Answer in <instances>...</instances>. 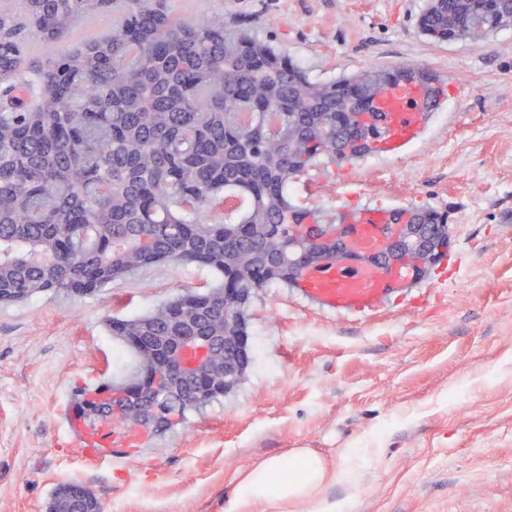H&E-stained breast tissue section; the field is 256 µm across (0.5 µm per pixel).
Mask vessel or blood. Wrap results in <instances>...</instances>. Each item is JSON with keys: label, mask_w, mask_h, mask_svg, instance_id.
Wrapping results in <instances>:
<instances>
[{"label": "vessel or blood", "mask_w": 512, "mask_h": 512, "mask_svg": "<svg viewBox=\"0 0 512 512\" xmlns=\"http://www.w3.org/2000/svg\"><path fill=\"white\" fill-rule=\"evenodd\" d=\"M426 102L413 91H402L392 112L383 124L379 151L393 152L410 143L421 124ZM349 231L363 235L375 231L372 251L380 252L388 240L385 230L391 221L388 211L369 209L349 215ZM389 270L371 264L366 254L348 256L307 270L300 283L302 295L318 302L327 310L352 314L376 307L388 294ZM72 429L81 438V445L96 457L109 458L122 452L135 441L132 432L102 423L88 428L74 422Z\"/></svg>", "instance_id": "vessel-or-blood-1"}]
</instances>
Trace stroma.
Wrapping results in <instances>:
<instances>
[{
  "label": "stroma",
  "instance_id": "1",
  "mask_svg": "<svg viewBox=\"0 0 512 512\" xmlns=\"http://www.w3.org/2000/svg\"><path fill=\"white\" fill-rule=\"evenodd\" d=\"M178 18L224 16L328 79L421 66L447 98L418 137L300 187L345 209L428 206L447 216L446 261L360 316L296 289L259 291L239 384L130 457L93 463L72 435L75 391L118 373L104 322L138 315L211 273L156 265L87 295L0 303V512H47L77 480L103 512H224L255 460L310 448L354 457L325 489L341 512H512V28L434 45L426 0H167Z\"/></svg>",
  "mask_w": 512,
  "mask_h": 512
}]
</instances>
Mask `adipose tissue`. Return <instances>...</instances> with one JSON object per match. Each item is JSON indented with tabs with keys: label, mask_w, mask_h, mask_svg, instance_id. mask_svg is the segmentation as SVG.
Instances as JSON below:
<instances>
[{
	"label": "adipose tissue",
	"mask_w": 512,
	"mask_h": 512,
	"mask_svg": "<svg viewBox=\"0 0 512 512\" xmlns=\"http://www.w3.org/2000/svg\"><path fill=\"white\" fill-rule=\"evenodd\" d=\"M350 458L332 462L308 448L262 458L241 472L224 512H286L307 505V512H335L323 496L325 487L353 481Z\"/></svg>",
	"instance_id": "ef3b65f1"
}]
</instances>
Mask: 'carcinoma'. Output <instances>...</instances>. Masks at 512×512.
Returning <instances> with one entry per match:
<instances>
[{"mask_svg":"<svg viewBox=\"0 0 512 512\" xmlns=\"http://www.w3.org/2000/svg\"><path fill=\"white\" fill-rule=\"evenodd\" d=\"M120 6L109 34L44 61L29 39L67 38L79 17ZM419 26L437 44L485 40L512 27V0H428ZM0 303L50 292L86 294L155 264H197L215 283L180 293L106 328L135 361L101 388L160 366L176 336H202L203 371L136 406L88 403L86 419L136 428L172 426L224 395V337L248 335L243 296L291 287L320 245L295 243L297 224L330 231L334 208L301 203L299 186L374 152L396 90L408 82L435 108L445 83L422 68L368 66L318 79L248 29L228 32L224 14L196 22L163 0H0ZM377 113L367 127L361 118ZM394 224H420L430 242L448 238L447 217L399 208ZM101 512L77 481L53 491L48 512Z\"/></svg>","mask_w":512,"mask_h":512,"instance_id":"cac0c4a2","label":"carcinoma"}]
</instances>
